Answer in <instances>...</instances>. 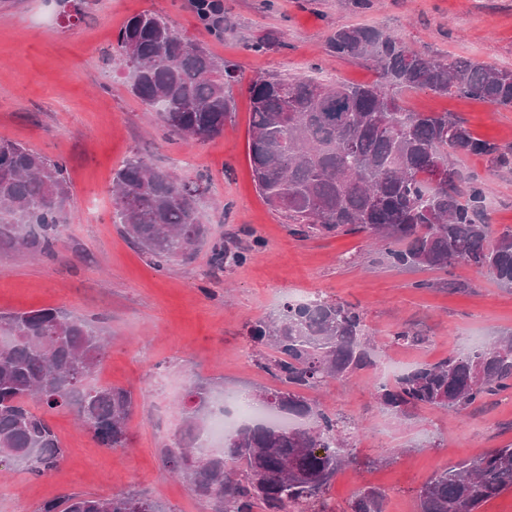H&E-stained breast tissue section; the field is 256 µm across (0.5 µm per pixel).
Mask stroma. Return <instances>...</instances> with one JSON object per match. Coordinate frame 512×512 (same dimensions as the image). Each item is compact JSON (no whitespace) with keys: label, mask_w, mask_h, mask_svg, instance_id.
<instances>
[{"label":"stroma","mask_w":512,"mask_h":512,"mask_svg":"<svg viewBox=\"0 0 512 512\" xmlns=\"http://www.w3.org/2000/svg\"><path fill=\"white\" fill-rule=\"evenodd\" d=\"M147 9L165 14L217 59L235 62L247 78L270 72L324 83L375 80L368 65L329 53V35L347 25L398 33L430 54L512 69V0H224L220 38L204 30L189 0H90L72 25L57 0H0V138L63 159L71 183L53 260L0 246V312L58 308L94 321L110 349L89 385L123 386L136 399L127 445L112 450L74 411H47L66 450L60 468L35 477L1 458L0 512H40L44 502L70 494L128 492L146 494L162 512H213L166 462L189 386L200 381L234 396L272 387L247 330L275 317L291 295L315 291L359 306L378 361L406 371L460 349L464 337L490 342L512 333V289L467 264L445 273L402 270L363 234L291 235L255 186L244 90L235 92L236 112L222 136L171 143L130 93L126 70L110 59L125 20ZM266 35L274 44L253 51ZM406 104L456 113L479 138L512 146V109L428 92L408 95ZM133 155L206 184L200 207L210 242L193 260L156 270L116 223L112 176ZM456 167L463 177L482 178L493 224L512 227V171L491 173L472 155L458 157ZM256 238L265 246L246 264L212 268L210 243L236 249ZM404 325L419 329L425 344L391 343V332ZM372 380L362 371L310 393L354 429L355 462L326 494L333 512H347L365 485L385 491L386 512H416L417 491L436 471L512 443L510 393L474 415L424 407L403 420L375 403Z\"/></svg>","instance_id":"obj_1"}]
</instances>
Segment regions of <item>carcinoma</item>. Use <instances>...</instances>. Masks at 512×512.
Returning a JSON list of instances; mask_svg holds the SVG:
<instances>
[{
	"label": "carcinoma",
	"mask_w": 512,
	"mask_h": 512,
	"mask_svg": "<svg viewBox=\"0 0 512 512\" xmlns=\"http://www.w3.org/2000/svg\"><path fill=\"white\" fill-rule=\"evenodd\" d=\"M196 11L211 31L213 8ZM130 92L155 113L175 144L213 140L235 110L237 65L220 61L177 33L155 11L130 17L117 35ZM331 53L370 64L367 84L318 83L304 76L257 75L245 91L252 107L250 162L266 204L299 237L364 233L397 267L448 270L464 261L512 288V227L496 229L483 208L484 186L465 181L450 161L486 158L489 169L512 168V147L481 139L450 112H416L402 95L430 91L512 108V70L411 48L394 32L343 26L328 38ZM448 166L434 183L428 168ZM67 167L11 140L0 139V243L45 259L55 256L70 199ZM200 186L156 171L134 155L114 173L112 199L124 233L157 270L189 261L208 238L199 207ZM263 241L243 251L212 246L211 265L243 264ZM251 341L275 355L261 356L275 387L255 397L264 407L309 427L254 422L206 453L198 440L213 412L211 388L190 386L193 406L169 450L168 465L215 512H328L324 493L353 462L336 415L305 396L328 381L374 370V343L364 313L341 302L316 299L284 306L274 318L248 329ZM397 344L423 338L407 326L391 333ZM107 342L93 321L57 309L0 315V457L36 477L59 469L61 442L30 402L70 407L93 438L108 449L127 443L133 391L86 388ZM512 391V335L470 350L451 352L390 381H376V402L396 416L418 407L460 414ZM512 490V444L445 467L417 493L419 512H476ZM385 494L365 487L351 512H383ZM41 512H157L139 493L71 495L43 504Z\"/></svg>",
	"instance_id": "carcinoma-1"
}]
</instances>
